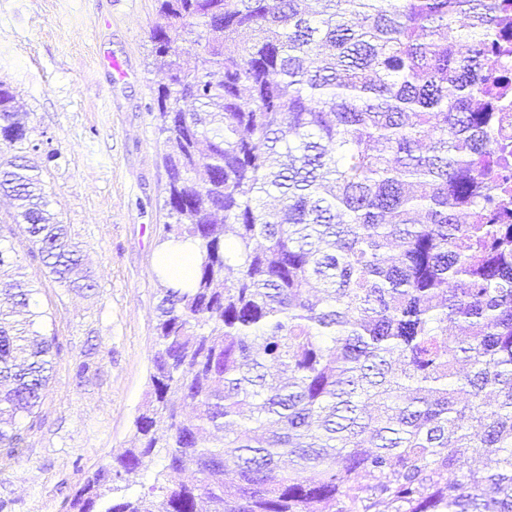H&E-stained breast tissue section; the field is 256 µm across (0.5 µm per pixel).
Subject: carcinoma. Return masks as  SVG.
Wrapping results in <instances>:
<instances>
[{
	"label": "carcinoma",
	"mask_w": 512,
	"mask_h": 512,
	"mask_svg": "<svg viewBox=\"0 0 512 512\" xmlns=\"http://www.w3.org/2000/svg\"><path fill=\"white\" fill-rule=\"evenodd\" d=\"M157 15L162 241L200 260L192 287L160 288L137 444L65 512H512V0ZM17 116L1 81L12 223L54 282L91 290ZM40 292L0 244V459L23 455L60 352Z\"/></svg>",
	"instance_id": "cac0c4a2"
}]
</instances>
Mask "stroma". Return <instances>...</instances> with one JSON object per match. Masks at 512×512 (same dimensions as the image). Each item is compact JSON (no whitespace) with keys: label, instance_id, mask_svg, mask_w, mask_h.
I'll list each match as a JSON object with an SVG mask.
<instances>
[{"label":"stroma","instance_id":"obj_1","mask_svg":"<svg viewBox=\"0 0 512 512\" xmlns=\"http://www.w3.org/2000/svg\"><path fill=\"white\" fill-rule=\"evenodd\" d=\"M156 0H0V81L26 112L31 159L96 287L43 278L61 350L19 461L0 460V512H62L81 479L131 447L148 390L164 224V136L153 112ZM122 69L114 71L111 61ZM94 375L74 380L87 348Z\"/></svg>","mask_w":512,"mask_h":512}]
</instances>
